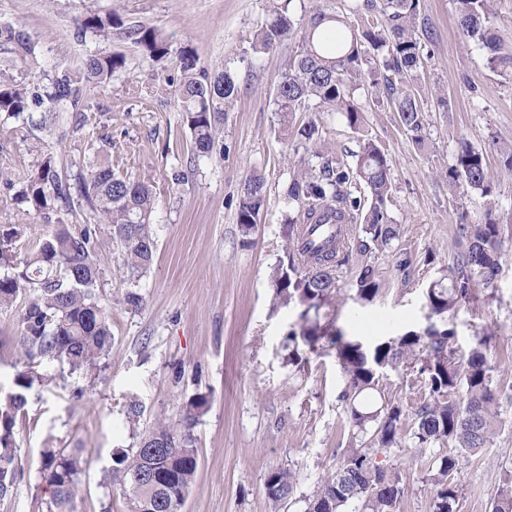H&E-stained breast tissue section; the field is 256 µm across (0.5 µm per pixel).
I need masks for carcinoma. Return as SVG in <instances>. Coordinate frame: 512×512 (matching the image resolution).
Instances as JSON below:
<instances>
[{"instance_id":"cac0c4a2","label":"carcinoma","mask_w":512,"mask_h":512,"mask_svg":"<svg viewBox=\"0 0 512 512\" xmlns=\"http://www.w3.org/2000/svg\"><path fill=\"white\" fill-rule=\"evenodd\" d=\"M454 3L459 34L480 44L491 69L512 74V50L505 49L485 25L494 0ZM352 11L365 16L363 24L355 27L344 15L321 9L299 23L289 10L278 9L257 34L256 49L263 53L298 41L276 91L283 120L294 112H335L356 131L364 122L359 96L383 94L413 144L423 147V102L415 77L432 58L434 37L422 17L421 0H357ZM115 29L155 62L176 59L181 78L172 94L191 134V161L210 157L224 106L238 94L235 76L223 69L212 74L198 70L189 46L174 49L158 29L127 27L111 12L78 19L76 36L107 40ZM0 51L7 54L0 61V134L14 133L12 122L34 112H76L81 114L77 125L84 126L85 111L92 105L84 100L82 86L101 83L125 66L120 54L94 52L76 70L62 65L39 73L18 70L15 56L35 59L38 46L25 28L13 25L0 27ZM295 138L305 147L321 139L316 121L299 127ZM444 178L451 190L466 188L483 197L492 192L485 152L466 143ZM354 181L364 184L367 197L352 196L349 187ZM0 183L12 191V201L23 215L35 212L50 222L54 214L79 209L95 220L72 232L59 219L51 232L26 243L25 225L0 228V268L7 269L0 274V310L19 306L18 343L26 356L12 386L0 387L4 497L20 473L17 431L27 417L28 395L34 387L53 381L39 368L57 362L92 384L111 350L112 301L100 291L101 225L109 227L112 241L123 252L122 273L129 284L123 303L137 308L143 302L137 287L156 253L153 225L159 194L149 181L115 173L112 157L98 151L64 176L54 156L42 152L33 169L17 175L1 172ZM392 188L384 149L371 138H361L353 163L327 157L321 167L292 175L286 191L285 258L273 268L271 281L278 303L301 307L299 331L287 340L300 339L313 353L321 341L335 351L344 382L339 400L352 439L360 442L344 452L336 471L305 499V512H345L352 502L360 503V512H395L403 495L401 479L380 466L377 456L399 447L406 430L417 448L453 444L455 451L435 457L427 481L433 489V512H455L462 494L463 459L487 447L502 426L499 407L508 395L494 381L487 339H479L467 358L460 359L453 330L408 333L382 342L369 358L359 343L336 327V319L321 321L322 310L336 306L342 267L350 257L357 259L350 290L363 304L372 302L382 289L375 262L379 254L395 251L402 271L412 265L411 254L399 247L401 225L390 209ZM265 204L262 175H248L237 210L243 234L252 232ZM456 236L463 249L425 294L428 309L442 317L476 289L491 287L501 270L500 225L473 224L463 213ZM380 363L418 367L409 387H420L421 396L412 409L400 399L385 397L376 368ZM210 402V394L197 393L186 402L180 427L158 421L144 430L142 405L126 402L124 415L137 447L131 454L114 453L111 478L133 504V512H180L197 470L192 429ZM40 457L39 483L48 493L47 512H75L84 465L81 449L46 444ZM297 484L298 474L290 468L269 471L265 487L273 506L286 504ZM493 512H512V474L498 491Z\"/></svg>"}]
</instances>
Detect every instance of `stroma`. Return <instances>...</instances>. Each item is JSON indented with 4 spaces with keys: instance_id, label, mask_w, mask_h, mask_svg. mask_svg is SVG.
<instances>
[{
    "instance_id": "35a3bbf8",
    "label": "stroma",
    "mask_w": 512,
    "mask_h": 512,
    "mask_svg": "<svg viewBox=\"0 0 512 512\" xmlns=\"http://www.w3.org/2000/svg\"><path fill=\"white\" fill-rule=\"evenodd\" d=\"M272 8L273 0H0V24L25 28L39 47L36 61H22V68L75 67L92 51L126 59L110 80L85 88L93 107L82 130L73 131L67 121L48 137L31 123L16 122L15 135L0 140V170L32 169L42 149L54 154L61 170L73 171L91 144L111 155L116 173L154 181L161 190L155 259L139 284L142 305L121 303L128 289L122 252L105 244L101 289L113 298L109 358L93 388L53 364V382L30 392L28 421L18 439L22 475L0 499V512H46L37 476L39 450L48 441L83 451L77 512H131L129 500L107 478L114 453L136 448L123 413L132 398L142 404L141 424L147 427L159 418L179 424L182 405L193 394L212 395L193 429L198 467L180 512H272L265 479L276 468L299 474L282 512H304L306 498L335 471L350 440L338 400L343 382L336 356L310 352L301 343L288 345L300 308L277 304L270 279L284 256L291 173L301 164L321 163L313 153L289 149L290 132L308 121V113H293L284 123L276 110V90L295 45L268 54L254 49ZM109 11L124 24L154 27L174 45L190 46L198 67L235 75L239 95L217 129L218 155L188 164L190 133L167 90L180 77L175 62L157 64L117 35L76 40V19ZM423 11L436 28L437 42L420 80L448 99L444 106L431 94L424 100V148L413 145L384 101L366 103L358 132L333 115H319L321 136L335 154L355 151L363 135L384 148L393 175L391 211L404 244L419 258L405 282L391 255L380 254L379 297L363 305L341 294L336 324L370 344L426 328L425 291L457 250L458 214L467 213L476 224L496 221L505 236L494 286L478 289L445 321L455 333L458 356H467L478 339H488L494 379L512 394V170L496 150L497 144L512 142V77L489 69L484 50L460 37L453 0H423ZM464 140L487 154L493 206L478 193L449 191L439 177ZM176 169L186 173L179 184L171 181ZM253 172L265 179L267 202L246 236L236 212L240 184ZM429 253L434 260L428 264ZM18 332L16 313L0 311V385L5 387L21 357ZM293 350L299 354L295 366L288 359ZM500 413L501 431L463 465L456 512H491L505 473L512 472V402L503 403ZM436 454L406 439L383 459V466L401 474L404 494L397 512H432L427 477Z\"/></svg>"
}]
</instances>
